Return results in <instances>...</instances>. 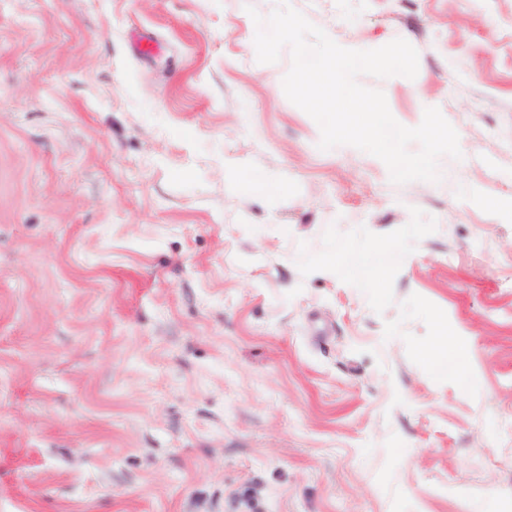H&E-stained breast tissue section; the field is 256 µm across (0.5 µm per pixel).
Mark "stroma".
I'll list each match as a JSON object with an SVG mask.
<instances>
[{"label": "stroma", "mask_w": 512, "mask_h": 512, "mask_svg": "<svg viewBox=\"0 0 512 512\" xmlns=\"http://www.w3.org/2000/svg\"><path fill=\"white\" fill-rule=\"evenodd\" d=\"M289 3L440 182L319 149L278 0H0V512H512V0Z\"/></svg>", "instance_id": "1"}]
</instances>
